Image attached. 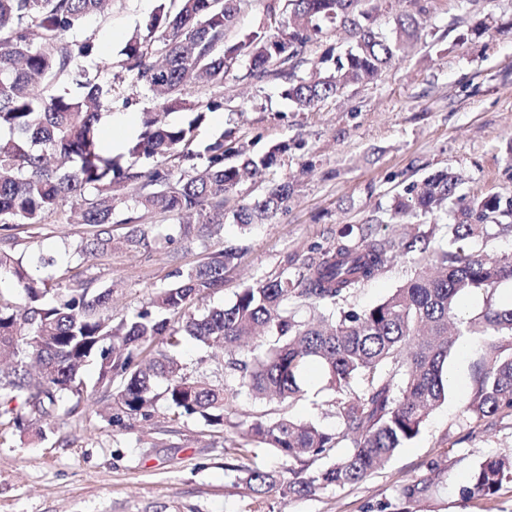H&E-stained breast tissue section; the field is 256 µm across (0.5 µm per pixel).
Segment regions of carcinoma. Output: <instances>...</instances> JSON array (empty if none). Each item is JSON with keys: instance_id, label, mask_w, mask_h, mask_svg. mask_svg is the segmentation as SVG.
<instances>
[{"instance_id": "cac0c4a2", "label": "carcinoma", "mask_w": 512, "mask_h": 512, "mask_svg": "<svg viewBox=\"0 0 512 512\" xmlns=\"http://www.w3.org/2000/svg\"><path fill=\"white\" fill-rule=\"evenodd\" d=\"M113 0H0V429L45 436V428L79 413L84 397L102 393L107 421L125 427L147 421L158 400L169 420L197 418L224 430L233 415L224 380L187 369L175 356L184 337L229 351L224 369L237 377L238 389L254 399L283 403L302 393L304 376L320 365L324 389L333 397L340 430L281 413L257 418L241 432L235 450L254 458L275 452L295 467L285 471L248 467L246 483L257 493L278 490L284 497L310 495L328 487L355 484L384 467L420 433L430 414L447 398L446 364L457 339L473 336L481 351L474 366V387L463 414L479 425L512 413V304L493 302L496 290L512 282V254L488 259L470 240L512 230V198L491 194L457 202L455 222L446 225L448 249L430 248L423 233L398 241L361 233L337 242L298 274L283 270L257 279L226 306L197 315L194 300L224 284L232 251L220 250L179 274L181 280L157 292L151 305L119 322L112 316V289L98 290L78 274L56 278L54 285L34 274L13 251L12 231L40 228L64 201L81 199V222L93 227L78 252L104 256L112 250L114 212L121 224H140L144 214L194 213L208 232L219 235L227 219L245 228L263 224L283 209L294 186L275 183L262 196L232 214L225 198L245 179L273 173L286 143L251 156L244 145L219 138L201 154L192 149L207 113L220 110L217 99L192 100L198 83L222 84L240 60L247 77L261 82L284 79V95L300 109L334 97L346 86L376 80L382 69L403 56L418 36L419 23L407 15L394 35L374 26L366 0H270L266 12L279 17L272 31L230 41L241 0H161L146 23L157 35L163 55L131 37L121 54L122 68L155 95V109L194 114L186 125L161 123L143 113V131L128 145L126 165L102 143L101 111L129 99L112 95V82L99 77L78 82L80 91L57 94V84L72 76L75 64L97 54L90 36L76 29L88 16H104ZM354 31L356 44L323 56L307 77L295 68L322 24ZM179 159L175 176L166 161ZM141 159L155 164L143 169ZM133 183L142 192L125 196ZM459 177L428 176L405 189L390 219L402 224L412 215L432 213L453 202ZM399 249L418 253L412 278L383 301L364 309H341L336 318L302 319L298 304L336 306L372 279ZM487 295L481 312L458 317L459 300L472 292ZM95 364L98 376L87 384L82 372ZM367 382L361 394L351 381ZM512 478V458L488 456L472 470L461 493L468 499L490 497Z\"/></svg>"}]
</instances>
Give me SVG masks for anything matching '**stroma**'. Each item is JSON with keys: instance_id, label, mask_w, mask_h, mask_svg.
<instances>
[{"instance_id": "stroma-1", "label": "stroma", "mask_w": 512, "mask_h": 512, "mask_svg": "<svg viewBox=\"0 0 512 512\" xmlns=\"http://www.w3.org/2000/svg\"><path fill=\"white\" fill-rule=\"evenodd\" d=\"M376 25L394 34L411 14L420 33L409 52L371 83L350 85L308 110L296 109L283 95L282 79L257 82L239 64L220 86H199V99L220 98L224 106L208 113L195 150L220 135L263 152L288 142L278 177L293 181L288 206L268 224L240 230L226 223L221 236L197 235L167 242L169 215L146 214L137 247L125 238L129 225L112 227L114 242L104 257L75 252L92 233L70 210L50 217L39 236L16 234V252L26 258L53 257L43 277L71 267L111 289L112 311L128 316L149 305L177 273L230 249L236 257L224 272V286L199 300L195 313L227 305L254 280L282 270L298 272L309 258L335 247L343 233L365 231L381 239L427 232L432 246L447 243L452 213L420 214L406 224L389 221L404 187L440 171L460 174L464 199L512 196V0H373ZM158 0H114L102 18L87 19L84 35L95 36L97 56L80 66L96 72L112 64V86L131 97L128 108L104 110L123 141L142 129V115L154 108L151 93L133 84L121 67V51L145 29ZM485 24L486 32L473 28ZM356 40L350 29L326 26L308 44L298 76L309 74L327 50L342 53ZM411 256L393 253L371 280L340 300L342 308L372 306L414 273ZM476 340L463 338L449 357L448 397L432 412L420 434L397 451L384 468L363 482L332 487L307 497L257 494L242 472L227 469L225 452L239 441L235 428L218 432L186 418L168 422L164 403L153 419L131 428L109 426L97 398L81 404L78 416L48 430L0 435V512H512V480L492 497L463 499L460 488L479 460L512 456V415L500 414L473 425L463 406L473 389ZM332 397L318 367H311L296 399L279 406L237 395L238 419L273 417L287 411L333 431L338 427ZM414 488L405 497L406 488Z\"/></svg>"}]
</instances>
